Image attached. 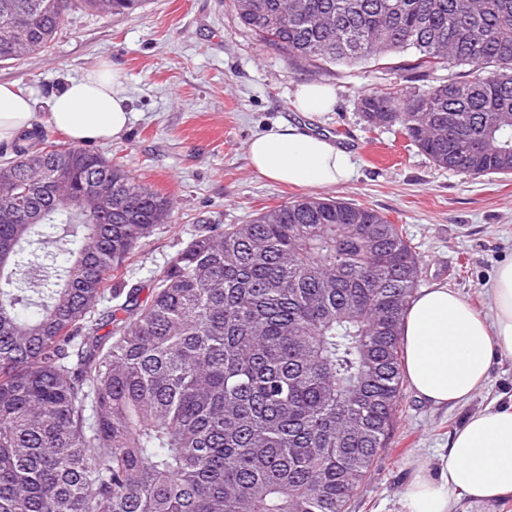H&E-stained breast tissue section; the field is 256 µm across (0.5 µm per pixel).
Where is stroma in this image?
<instances>
[{"mask_svg": "<svg viewBox=\"0 0 512 512\" xmlns=\"http://www.w3.org/2000/svg\"><path fill=\"white\" fill-rule=\"evenodd\" d=\"M104 61L123 77L133 120L125 136L87 148L172 202L169 219L114 273L112 291L138 283L141 299H148L173 255L205 226L243 224L262 209L305 196V189L259 175L249 160L255 135L289 123L351 154L354 177L325 189V196L373 208L401 225L422 261L420 288H451L492 316L487 285L512 259V178L473 179L440 168L399 129H366L358 110L363 94L423 88L457 76V69L422 77L370 63L328 74L288 64L240 26L228 0H148L131 15L71 12L49 52L0 65V83L32 94L41 130L59 141L62 133L45 121L49 97ZM302 83L331 87L334 109L296 111L293 95ZM511 401L508 356L493 357L485 386L458 405L433 406L405 387L387 445L348 512H403L406 463H436L470 415Z\"/></svg>", "mask_w": 512, "mask_h": 512, "instance_id": "stroma-1", "label": "stroma"}]
</instances>
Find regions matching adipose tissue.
<instances>
[{"instance_id": "obj_1", "label": "adipose tissue", "mask_w": 512, "mask_h": 512, "mask_svg": "<svg viewBox=\"0 0 512 512\" xmlns=\"http://www.w3.org/2000/svg\"><path fill=\"white\" fill-rule=\"evenodd\" d=\"M36 104L15 85L0 84V146L32 127ZM47 107L50 124L76 143L121 138L131 120L122 77L112 67L72 78ZM248 153L261 176L301 188L335 187L354 173L346 150L290 124L253 138ZM489 288L490 319L445 286L412 300L402 336L405 374L419 398L437 406L462 403L487 381L493 353L512 356V260L497 268ZM457 492L479 502L512 498V405L471 415L451 435L438 469L412 463L406 512H451Z\"/></svg>"}]
</instances>
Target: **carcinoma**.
I'll use <instances>...</instances> for the list:
<instances>
[{
  "instance_id": "1",
  "label": "carcinoma",
  "mask_w": 512,
  "mask_h": 512,
  "mask_svg": "<svg viewBox=\"0 0 512 512\" xmlns=\"http://www.w3.org/2000/svg\"><path fill=\"white\" fill-rule=\"evenodd\" d=\"M42 2L0 0V25L28 20L0 64L47 52L98 0ZM277 2L229 0L290 64L411 50L413 70L478 68L365 95L359 111L441 168L512 175V0H305L308 16L263 23ZM14 152L0 175V512H347L403 391L420 261L402 227L340 199L288 201L193 237L119 318L98 309L112 272L170 200L90 150ZM18 202L36 220L14 218Z\"/></svg>"
}]
</instances>
